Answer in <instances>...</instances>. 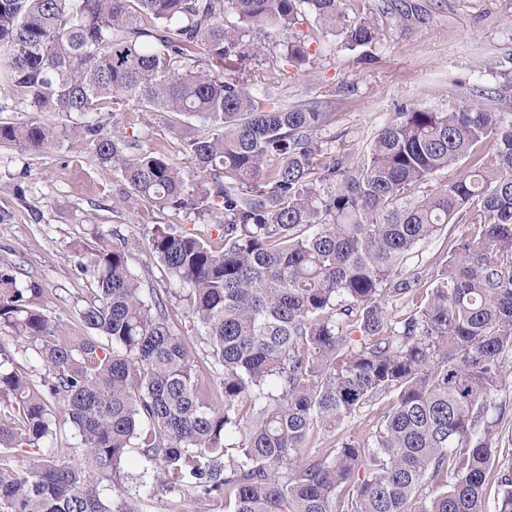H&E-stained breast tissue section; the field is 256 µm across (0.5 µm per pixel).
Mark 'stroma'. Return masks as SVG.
I'll return each instance as SVG.
<instances>
[{
  "mask_svg": "<svg viewBox=\"0 0 512 512\" xmlns=\"http://www.w3.org/2000/svg\"><path fill=\"white\" fill-rule=\"evenodd\" d=\"M353 19L368 17L380 40L374 59L357 63L356 52L323 33L313 19L299 30L310 44V60L301 68L285 65L282 49L267 45L231 74L248 87H270L273 99L296 104L320 102L329 112L317 140L340 154L358 158L397 106L414 103L446 112L462 101L497 112H511L499 96L512 73V0H345ZM349 93L337 94L338 86ZM120 130L149 146H163L169 157L188 166L177 129L159 114L129 105ZM120 184L102 166L91 144L67 142L32 153L0 145V266L11 267L20 283H38L51 310L74 332L82 327L76 312L95 286L92 271L81 270L96 233L119 234L129 241L128 261L143 280L164 287L168 276L151 255L149 238L157 224H177L186 232L216 239L211 217L185 211L157 212L148 205L119 200ZM467 225H448L446 233L420 245L411 268L421 271L418 288H433L449 237ZM378 416L364 408L337 433L313 431L308 450L334 447L337 436L364 437Z\"/></svg>",
  "mask_w": 512,
  "mask_h": 512,
  "instance_id": "obj_1",
  "label": "stroma"
}]
</instances>
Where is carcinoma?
Listing matches in <instances>:
<instances>
[{
    "mask_svg": "<svg viewBox=\"0 0 512 512\" xmlns=\"http://www.w3.org/2000/svg\"><path fill=\"white\" fill-rule=\"evenodd\" d=\"M314 18L349 50L375 44L342 0H0V88L33 112L79 123L0 122V144L40 152L89 142L124 199L218 214L217 242L155 224L170 286L146 284L127 243L101 235L96 288L73 335L37 283L0 269V512H144L123 490L133 459L150 492L224 512H512V474L495 466L508 420L496 402L512 352V113L462 103L403 105L363 155L315 139L330 113L268 106L225 77ZM204 48L205 66L197 51ZM133 102L182 124L186 170L99 115ZM448 169L458 178L415 196ZM448 224L435 285L402 270ZM184 304L174 321L171 306ZM204 340L202 356L187 339ZM382 405L367 437L302 455L310 431ZM74 440L73 448L59 444ZM31 462L14 469V450ZM80 456L75 463L66 452Z\"/></svg>",
    "mask_w": 512,
    "mask_h": 512,
    "instance_id": "carcinoma-1",
    "label": "carcinoma"
}]
</instances>
